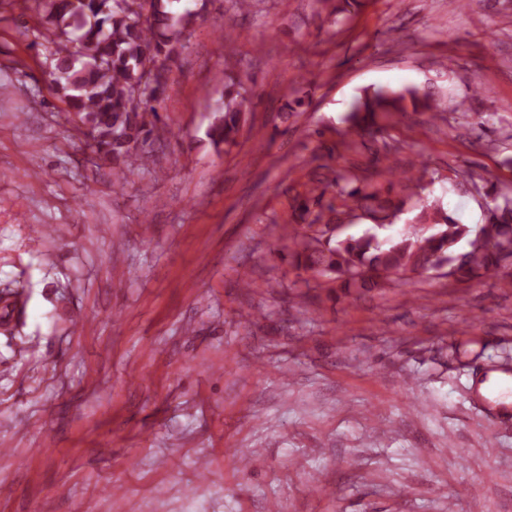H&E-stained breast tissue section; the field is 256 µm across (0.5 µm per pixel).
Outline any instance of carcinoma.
Masks as SVG:
<instances>
[{
    "instance_id": "1",
    "label": "carcinoma",
    "mask_w": 512,
    "mask_h": 512,
    "mask_svg": "<svg viewBox=\"0 0 512 512\" xmlns=\"http://www.w3.org/2000/svg\"><path fill=\"white\" fill-rule=\"evenodd\" d=\"M129 0H35L42 15L45 42L51 45L48 86L62 102L65 112L90 130L88 147L112 163L117 181L126 172L164 146L162 103L165 77L147 76L145 63L161 67L173 63L186 48V33L200 18L181 0H149V8L135 10ZM314 8H331L336 24L348 18V8L360 7L361 0H313ZM246 89L239 79L225 81L222 106L214 111L207 130L211 145L236 142L246 123L243 104ZM431 92L417 88L393 91L378 88L355 103L348 120L366 132L378 126V119L409 111H433ZM381 167L372 179L357 181L338 173L330 180L313 178L308 195L297 201L295 210L303 223L288 225L286 236L292 244L296 267L326 276L348 291H377L396 280L427 269L434 258L448 262V276L470 280L478 276L502 279L512 285L506 271L512 257V184L493 186L487 194V223L473 228L446 214L437 203L421 196L425 167H414L398 176L389 156L378 159ZM352 202L349 211L360 209L377 221L360 236L340 238L335 233L337 211L323 204L326 189ZM318 211H311V206ZM412 205L420 209L417 223L441 226V230L415 238H384L385 213L397 215ZM31 283L12 279L0 284L5 302L4 322L11 312L25 307Z\"/></svg>"
}]
</instances>
